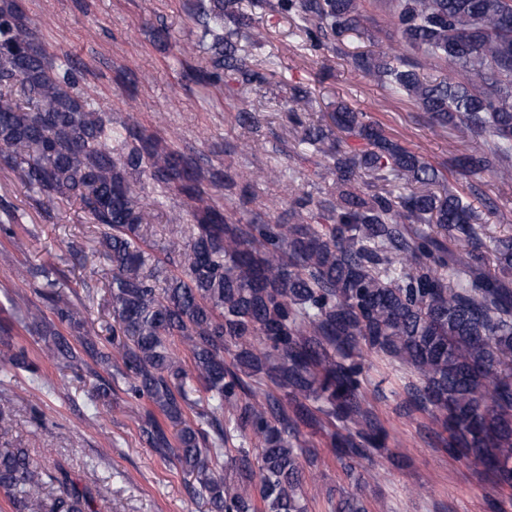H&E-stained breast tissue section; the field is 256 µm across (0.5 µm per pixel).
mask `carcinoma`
I'll return each mask as SVG.
<instances>
[{
    "instance_id": "cac0c4a2",
    "label": "carcinoma",
    "mask_w": 512,
    "mask_h": 512,
    "mask_svg": "<svg viewBox=\"0 0 512 512\" xmlns=\"http://www.w3.org/2000/svg\"><path fill=\"white\" fill-rule=\"evenodd\" d=\"M390 5L401 40L459 77L426 81L421 64L384 50L354 56L355 70L413 98L442 127L489 135L490 153L462 155L461 173L496 165L511 176L512 0ZM282 6L337 37L360 27L359 0ZM199 19L210 66L195 78L217 84L231 69L252 80L232 36L262 39L254 18L237 0H201ZM331 120L366 144L359 155H333L336 195L295 199L284 223L228 216L208 194L234 184L228 174L200 167L132 117L112 128L78 90L71 63L48 59L20 0H0V162L45 210L79 199L112 271L111 337L80 315L52 263L19 272L36 297L27 327L56 366L96 379L94 400L121 392L141 404L146 442L193 478L208 512H309L300 487L318 459L299 424H316L318 413L347 428L330 433L340 459L375 466L386 433L363 407L366 353L417 373L410 405L442 417L448 452L480 464L512 501V237L495 242L497 272L485 271L476 197L364 191V171L424 184L443 174L347 104ZM137 172L180 196L191 221L162 258ZM0 212V235L12 240L20 215L1 203ZM3 372L42 380L23 346ZM227 470L238 478L233 490ZM105 492L61 465L43 471L24 448H0L10 512H97Z\"/></svg>"
}]
</instances>
